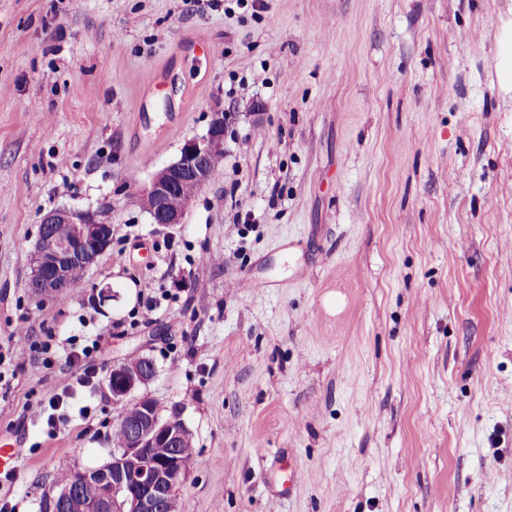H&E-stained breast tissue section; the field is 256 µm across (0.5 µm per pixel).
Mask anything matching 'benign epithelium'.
<instances>
[{
    "label": "benign epithelium",
    "instance_id": "benign-epithelium-1",
    "mask_svg": "<svg viewBox=\"0 0 512 512\" xmlns=\"http://www.w3.org/2000/svg\"><path fill=\"white\" fill-rule=\"evenodd\" d=\"M227 115L212 113L207 133L182 146L179 157L156 172L140 195V206L153 224H182L195 195L181 191L185 183L203 189L215 175L224 157V130ZM109 208L96 210L58 207L40 219L41 230L31 254L32 274L29 288L37 296H52L66 287L70 267H91L112 244ZM51 224H68L71 237L58 241L47 234ZM153 360L139 356L114 367L108 388L112 401L122 404L136 389L155 375ZM140 414L133 420L120 416L115 425L122 429L126 442L115 445L108 461L78 469L79 478L98 486V495L83 498L74 487L52 488L45 495L51 506L66 512H161L168 504L179 502L194 458L180 452V445L193 441L184 422L173 415L161 418L155 401L149 396L137 399ZM169 447L157 458L142 457L144 448ZM137 478L128 480L129 468Z\"/></svg>",
    "mask_w": 512,
    "mask_h": 512
}]
</instances>
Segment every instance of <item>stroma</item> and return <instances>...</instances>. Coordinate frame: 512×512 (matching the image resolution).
Listing matches in <instances>:
<instances>
[{
    "mask_svg": "<svg viewBox=\"0 0 512 512\" xmlns=\"http://www.w3.org/2000/svg\"><path fill=\"white\" fill-rule=\"evenodd\" d=\"M512 0H0V506L107 461L106 378L193 436L179 512H512ZM179 72L183 106L145 93ZM227 112L184 223L136 201ZM68 182L67 193L54 187ZM110 204L81 291L36 297L43 214ZM112 299L101 302L102 288ZM55 337L10 362L18 331ZM100 339L87 416L32 410ZM303 480L290 485V471ZM496 77L499 89L512 94V22L503 23L498 29L494 46ZM155 372V364L148 356L129 359L112 367L108 382L112 401L124 405L126 398L136 389L146 385L154 377ZM23 450L18 440H1L0 442V475L9 479L15 476L20 468Z\"/></svg>",
    "mask_w": 512,
    "mask_h": 512,
    "instance_id": "stroma-1",
    "label": "stroma"
}]
</instances>
